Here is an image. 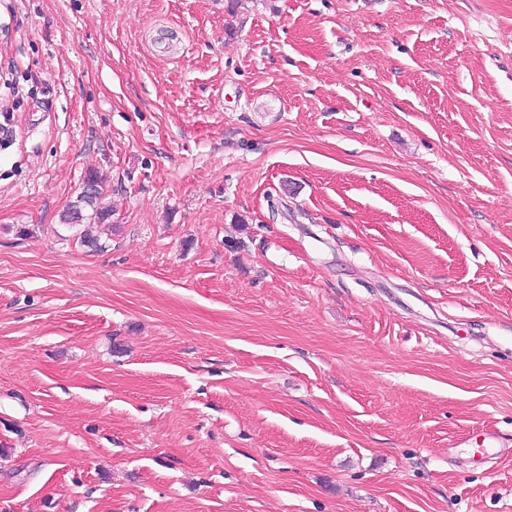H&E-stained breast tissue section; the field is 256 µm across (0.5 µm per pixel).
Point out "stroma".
Segmentation results:
<instances>
[{
    "label": "stroma",
    "mask_w": 512,
    "mask_h": 512,
    "mask_svg": "<svg viewBox=\"0 0 512 512\" xmlns=\"http://www.w3.org/2000/svg\"><path fill=\"white\" fill-rule=\"evenodd\" d=\"M1 107L0 512H512V0H0ZM92 181L95 190L92 195L86 197H77L76 202L72 204L62 215L63 224H104L111 217L112 209L110 206L102 205L103 188L102 181L96 171H89L85 179Z\"/></svg>",
    "instance_id": "1"
}]
</instances>
